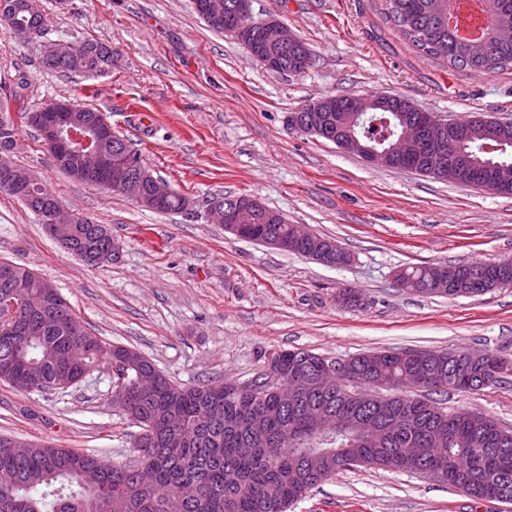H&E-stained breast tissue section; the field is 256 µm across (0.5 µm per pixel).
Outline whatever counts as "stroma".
<instances>
[{
    "instance_id": "obj_1",
    "label": "stroma",
    "mask_w": 512,
    "mask_h": 512,
    "mask_svg": "<svg viewBox=\"0 0 512 512\" xmlns=\"http://www.w3.org/2000/svg\"><path fill=\"white\" fill-rule=\"evenodd\" d=\"M383 0H251L253 20L284 22L311 65L276 73L214 30L194 0H41L42 37L0 26V101L26 76L33 105L71 101L106 115L144 166L192 202L157 213L52 167L35 130L20 128L15 161L63 204L108 226L120 245L89 268L66 254L17 198L0 193V260L51 281L88 329L145 355L174 383H246L268 357L305 349L346 359L374 350L487 351L512 358V286L477 297L407 293L395 273L437 262L512 259V196L366 163L288 123L331 95H398L441 115L512 118V70L454 71L420 57L380 14ZM110 45L102 73L63 77L40 64L44 44ZM247 195L289 223L336 240L351 262L329 267L237 238L211 223V203ZM361 296L337 303L338 288ZM111 374L49 395L0 381V434L127 461L136 426L112 404ZM451 410L512 427V377L450 392ZM289 512H512L446 484L359 466L310 490Z\"/></svg>"
}]
</instances>
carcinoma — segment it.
<instances>
[{"mask_svg":"<svg viewBox=\"0 0 512 512\" xmlns=\"http://www.w3.org/2000/svg\"><path fill=\"white\" fill-rule=\"evenodd\" d=\"M240 0H200L197 11L215 28L229 32L226 19L234 17ZM404 39L422 56L442 59L459 70L492 74L512 67V43L495 44V30L501 23L512 24V0H384L382 11ZM23 23L45 30L41 10L32 11L27 0H0V24ZM110 47L99 42H81L76 53L60 61L44 46L41 65L64 74H87L102 70ZM311 58L308 47L277 54V73L294 68L299 55ZM29 83L21 78L11 90L18 110L0 103V155L12 149L13 138L22 126L28 127L31 109L22 104ZM392 112H373L368 120L354 126L364 141L375 144L393 128ZM473 122L457 124L451 138L455 152L469 157L458 172L437 173L434 178L460 183L475 189L512 195V124L495 129L489 141L501 146L495 154L479 151L481 139H470ZM33 170L13 164V184L25 189L20 194L0 178V192L17 197L38 220L45 208L58 198L40 178L31 181ZM266 215L277 221L255 224L254 239L284 236L290 231L282 214L266 206ZM111 231L88 217H78L68 253L80 258L107 250ZM22 274L18 264L0 261V303L12 291L9 276ZM512 259L476 265L433 263L401 269L397 284L413 294L475 297L509 284ZM27 318L21 308L0 317V372L10 373L8 385H31V392L49 394L52 384L72 374L68 353L76 344L84 346L86 371L118 365L116 346L91 333L68 304L49 307L39 314L43 329L37 336H24L19 326ZM280 380H295L302 396L285 406L272 393L266 375L252 385L258 401L228 392L222 382L193 387L173 383L141 354L121 366L113 377V388L125 389L129 405L124 414L140 428L131 447L135 458L126 463H105L71 448L31 446L18 456L3 446L0 436V512H287L288 506L309 490L331 479L343 469L372 465L413 475L423 466H433L443 474L470 473L464 484L450 486L484 500L497 489L512 495V446L496 456L494 448L507 426L485 414L448 411L426 396H413V389L430 393L478 390L481 383L496 386L512 372V360L490 355L503 372L471 365L451 351L402 349L381 351L374 366H367L368 354L348 360L354 379L364 381V393L375 398L370 404L350 398L351 385H337L317 392L308 386L325 357L307 350L278 352ZM157 371L155 389L144 394L138 389L139 373ZM319 403L331 420L377 419L386 432L377 440L368 429L355 427L353 435L334 442L317 431L307 417V406ZM415 437L425 448L440 436L444 444L432 452L424 464L401 460L399 449L406 438ZM150 464L151 484L140 486L130 466Z\"/></svg>","mask_w":512,"mask_h":512,"instance_id":"obj_1","label":"carcinoma"}]
</instances>
